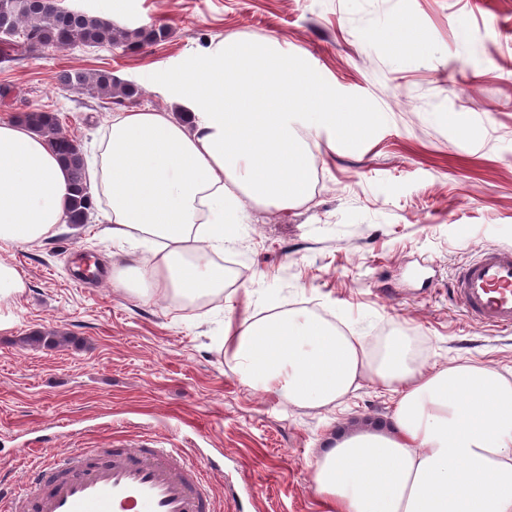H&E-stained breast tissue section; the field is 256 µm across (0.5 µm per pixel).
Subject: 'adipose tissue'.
Segmentation results:
<instances>
[{"label": "adipose tissue", "mask_w": 512, "mask_h": 512, "mask_svg": "<svg viewBox=\"0 0 512 512\" xmlns=\"http://www.w3.org/2000/svg\"><path fill=\"white\" fill-rule=\"evenodd\" d=\"M170 109L113 114L87 185L103 195L114 239L154 243L121 255L112 280L140 300L190 306L224 292L223 253L242 201L288 208L314 169L299 128L355 138L365 113L336 99L305 57L277 40L225 36L163 81ZM67 167L27 122L0 119V247L56 235L67 219ZM23 276L0 260V332L14 323ZM224 359L241 381L293 406L324 407L368 378L398 395L390 425L345 438L310 465L329 512H512V379L478 362L425 368L407 337L378 354L365 337L288 309H224Z\"/></svg>", "instance_id": "1"}]
</instances>
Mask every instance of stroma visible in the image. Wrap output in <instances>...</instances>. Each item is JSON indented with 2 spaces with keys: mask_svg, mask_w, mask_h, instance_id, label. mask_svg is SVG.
Here are the masks:
<instances>
[{
  "mask_svg": "<svg viewBox=\"0 0 512 512\" xmlns=\"http://www.w3.org/2000/svg\"><path fill=\"white\" fill-rule=\"evenodd\" d=\"M130 27L169 29L132 52L40 48L0 61V116L57 113L91 151L118 110L167 108L161 78L225 36L276 38L305 56L368 120L355 141L319 130L321 182L286 210L251 209L224 249V297L186 308L128 297L112 257L152 242L112 241L101 210L45 241L0 249L26 289L0 333V483L23 489L65 448L185 449L219 468L221 512H324L308 465L340 434L391 414L395 393L361 380L340 404L296 407L245 386L224 360V306L306 309L378 346L407 336L426 366L475 360L512 376V329L477 325L456 272L482 249L512 247V0H124ZM408 21L427 50L402 56L383 32ZM111 71L135 101L59 87L62 70ZM92 274H84L85 266ZM59 332L60 346L34 342Z\"/></svg>",
  "mask_w": 512,
  "mask_h": 512,
  "instance_id": "1",
  "label": "stroma"
}]
</instances>
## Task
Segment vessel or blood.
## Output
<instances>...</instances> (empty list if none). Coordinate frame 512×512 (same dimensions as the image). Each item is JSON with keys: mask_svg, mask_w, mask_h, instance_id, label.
Segmentation results:
<instances>
[{"mask_svg": "<svg viewBox=\"0 0 512 512\" xmlns=\"http://www.w3.org/2000/svg\"><path fill=\"white\" fill-rule=\"evenodd\" d=\"M453 292L474 321L512 328V248L483 250ZM200 467L178 448H75L31 473L0 512H213Z\"/></svg>", "mask_w": 512, "mask_h": 512, "instance_id": "b4317fda", "label": "vessel or blood"}]
</instances>
